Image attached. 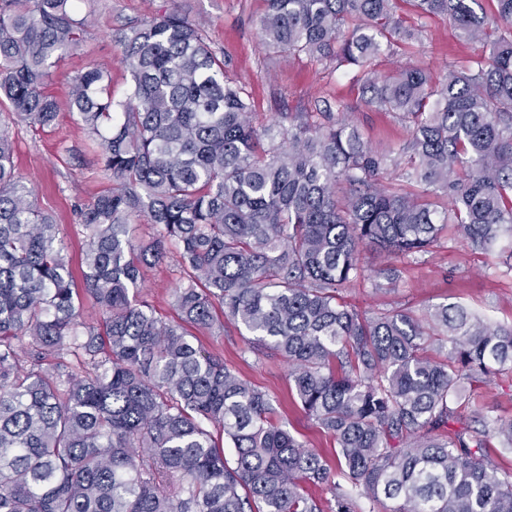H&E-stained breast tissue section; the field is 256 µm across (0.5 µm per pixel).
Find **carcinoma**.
I'll return each instance as SVG.
<instances>
[{"label": "carcinoma", "instance_id": "cac0c4a2", "mask_svg": "<svg viewBox=\"0 0 512 512\" xmlns=\"http://www.w3.org/2000/svg\"><path fill=\"white\" fill-rule=\"evenodd\" d=\"M265 2L272 53L356 66L365 105L408 137L379 150L326 111L258 123L203 31L177 11L155 15L119 40L125 99L112 98L105 65L69 78V111L112 181L77 208L78 289L1 126L0 512H353L357 497L370 512H512V470L486 453L493 437L512 447V419L457 412L464 384L512 372V326L460 305L367 317L339 300L365 278L367 250L387 256L377 276L394 286L396 262L429 252L449 224L485 253L512 236V0H493L491 22L476 0H413L472 41L506 27L485 64L437 77L374 69L422 40L398 0ZM88 25L72 0H0L8 119L55 124L52 68ZM390 166L424 189L383 185ZM143 214L155 228L146 242L135 236ZM171 246L179 324L137 297L142 269ZM83 293L102 312L96 325ZM226 321L288 362L290 391L334 440L336 465L182 327Z\"/></svg>", "mask_w": 512, "mask_h": 512}]
</instances>
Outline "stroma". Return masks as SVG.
<instances>
[{
  "label": "stroma",
  "mask_w": 512,
  "mask_h": 512,
  "mask_svg": "<svg viewBox=\"0 0 512 512\" xmlns=\"http://www.w3.org/2000/svg\"><path fill=\"white\" fill-rule=\"evenodd\" d=\"M76 17L91 16L83 42L73 49L54 77L52 92L61 110L53 127L35 131L25 124L10 127L17 171L31 180L37 206L51 214L72 260L81 266L83 229L75 208L93 202L108 185L85 131L67 108L69 76L87 67L106 64L112 70V93L124 97L131 78L121 61L116 36L145 18L169 11L185 14L204 31L217 54L228 62L230 81L245 87L259 119L271 120L281 112H316L323 107L343 110L373 146L400 142L407 133L390 113L367 107L360 99L355 68L333 69L306 58L276 56L266 51L256 24L263 0H74ZM400 14L422 21V43L399 49L396 56L381 55L379 72H388L392 58L441 73L451 65L477 66L489 50L464 39L447 17L419 18L411 0H400ZM396 287L376 286L374 280L343 291L346 302L370 314L382 309L406 308L414 313L442 304H461L494 325L512 326V268L499 251L481 253L467 243L456 225H448L431 253L398 265ZM183 272L176 257L145 270L142 299L158 316L177 322L173 291ZM202 347L221 356L225 365L265 391L278 411L281 425L309 447L333 458L334 445L305 416L288 386L289 367L280 357L255 355L247 349L245 330L225 326L223 331L197 332ZM464 416L479 414L512 419V373L478 386Z\"/></svg>",
  "instance_id": "35a3bbf8"
}]
</instances>
